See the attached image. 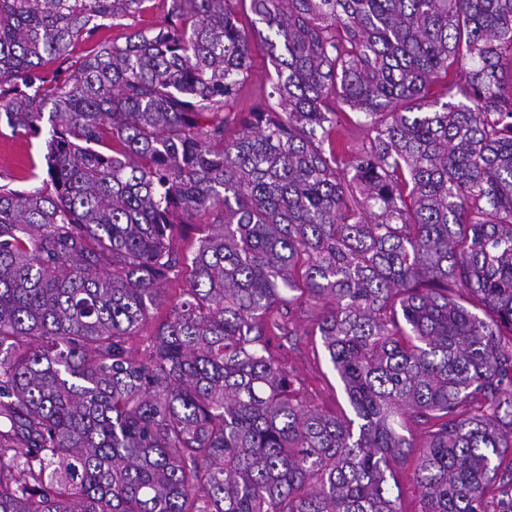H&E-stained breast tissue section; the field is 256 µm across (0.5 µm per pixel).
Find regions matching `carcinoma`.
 Masks as SVG:
<instances>
[{
	"label": "carcinoma",
	"instance_id": "1",
	"mask_svg": "<svg viewBox=\"0 0 512 512\" xmlns=\"http://www.w3.org/2000/svg\"><path fill=\"white\" fill-rule=\"evenodd\" d=\"M146 2L0 0V121L51 127L41 186L0 185V512H400L407 418L421 512H489L512 487V0H172L57 76ZM254 35L277 106L243 113ZM343 105L374 133L350 178ZM293 292L354 420L269 352ZM171 0H151L146 5L149 7L148 10L140 17V21L137 19H126L119 21L120 25H114L110 22H106L107 26L101 28L94 37L84 40L78 39L74 45L69 49L68 60L62 64V77H66L74 70L75 62L78 58L87 53V51L98 41L103 40H117L118 43L124 42V37L127 33L133 30L135 24L138 27L154 25L163 22L169 13ZM72 65V66H71ZM71 66V67H70ZM70 67V68H67ZM196 224L182 226L178 228L177 233L173 239V245L186 249L190 245L197 246L198 239L202 236V231L205 224L213 220V216L202 214L195 219ZM188 270L183 269L177 277L172 278L162 288H165L166 303L159 305L150 312V318L140 326L137 335L129 340V348L131 353L139 360H145L150 351L158 325L164 321L169 312L178 300L181 288L186 285Z\"/></svg>",
	"mask_w": 512,
	"mask_h": 512
}]
</instances>
